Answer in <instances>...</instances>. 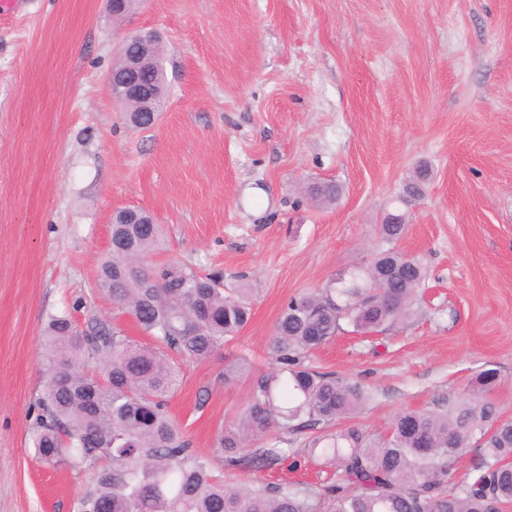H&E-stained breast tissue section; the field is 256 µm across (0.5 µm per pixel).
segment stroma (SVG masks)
I'll return each instance as SVG.
<instances>
[{
    "label": "stroma",
    "mask_w": 512,
    "mask_h": 512,
    "mask_svg": "<svg viewBox=\"0 0 512 512\" xmlns=\"http://www.w3.org/2000/svg\"><path fill=\"white\" fill-rule=\"evenodd\" d=\"M157 30L168 104L129 126L108 90L121 30ZM429 176L410 188L419 168ZM335 181L333 205L304 186ZM150 212L147 261L222 272L252 290V318L208 360L186 364L168 410L213 474L251 487L218 439L289 297L376 250L426 269L412 313L373 338L313 350L322 372L372 394L352 419L385 430L403 408L464 398L483 369L512 419V0H143L117 28L106 0H16L0 15V512H78L95 475L31 448L47 381L49 315L70 311L144 335L100 288L114 209Z\"/></svg>",
    "instance_id": "1"
}]
</instances>
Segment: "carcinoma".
Masks as SVG:
<instances>
[{"mask_svg":"<svg viewBox=\"0 0 512 512\" xmlns=\"http://www.w3.org/2000/svg\"><path fill=\"white\" fill-rule=\"evenodd\" d=\"M131 53L143 59L137 70L142 82L167 88L164 60L149 42ZM341 193L334 182H317L311 197L330 205ZM122 220L119 211L112 218L99 285L149 342L104 322L81 336L65 312L49 315L43 333L49 381L32 447L49 463L111 462L81 498V512H318L324 501L327 512H499L512 502V420L502 418L490 397L496 370L477 376L480 395L445 409H404L385 431L369 434L335 428L360 413L369 391L305 364L309 351L348 327L361 335L382 333L411 313L426 274L419 259L394 247L406 225H380L388 247L368 264L288 299L268 344L276 369L256 378L246 407L219 439L228 465L272 470L287 458L286 440L269 438L272 430L319 427L303 451L332 475L316 484L261 483L244 490L211 474L209 460L192 448L167 405L181 382L180 362L209 359L247 326L251 289L228 288L223 275L187 264L146 265L158 225ZM84 358L104 364L105 381L82 372ZM251 372L247 359H225L224 380ZM256 442L260 447L245 452ZM473 444L478 458L457 480L451 464Z\"/></svg>","mask_w":512,"mask_h":512,"instance_id":"obj_1","label":"carcinoma"}]
</instances>
